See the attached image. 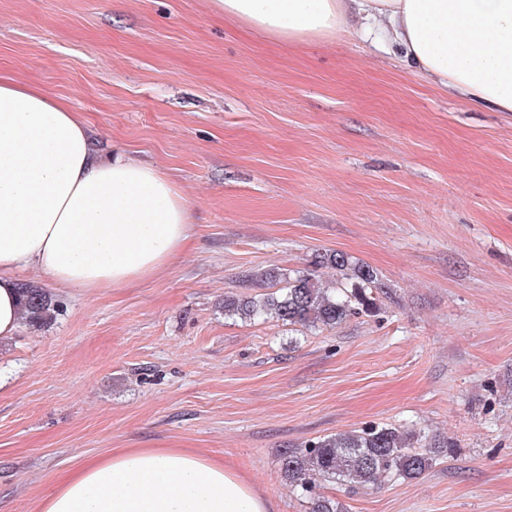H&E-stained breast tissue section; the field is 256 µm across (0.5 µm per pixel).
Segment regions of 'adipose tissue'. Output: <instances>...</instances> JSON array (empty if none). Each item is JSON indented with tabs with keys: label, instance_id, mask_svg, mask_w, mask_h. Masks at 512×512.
I'll return each mask as SVG.
<instances>
[{
	"label": "adipose tissue",
	"instance_id": "ef3b65f1",
	"mask_svg": "<svg viewBox=\"0 0 512 512\" xmlns=\"http://www.w3.org/2000/svg\"><path fill=\"white\" fill-rule=\"evenodd\" d=\"M288 45L343 32L394 44L430 81L512 112V0H211ZM190 233L189 203L159 168L103 158L87 124L42 89L0 77V342L22 321L15 271L62 288L156 275ZM223 462L123 448L61 478L39 512H269Z\"/></svg>",
	"mask_w": 512,
	"mask_h": 512
}]
</instances>
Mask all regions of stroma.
I'll use <instances>...</instances> for the list:
<instances>
[{
	"instance_id": "obj_1",
	"label": "stroma",
	"mask_w": 512,
	"mask_h": 512,
	"mask_svg": "<svg viewBox=\"0 0 512 512\" xmlns=\"http://www.w3.org/2000/svg\"><path fill=\"white\" fill-rule=\"evenodd\" d=\"M0 74L64 101L105 152L191 211L186 247L122 288L47 287L0 343V512H39L118 448L231 467L309 512L280 454L376 425L448 444L422 479L318 481L345 512H512V113L345 35L284 45L210 0H0ZM372 268L378 307L333 329L225 316L256 274Z\"/></svg>"
}]
</instances>
